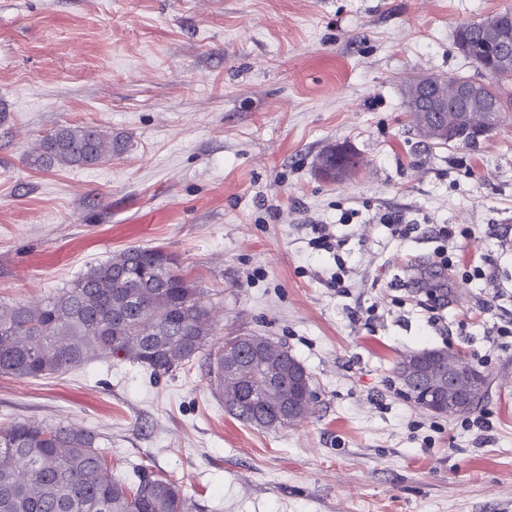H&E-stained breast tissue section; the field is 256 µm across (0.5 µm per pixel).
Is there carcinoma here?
<instances>
[{
    "instance_id": "1",
    "label": "carcinoma",
    "mask_w": 512,
    "mask_h": 512,
    "mask_svg": "<svg viewBox=\"0 0 512 512\" xmlns=\"http://www.w3.org/2000/svg\"><path fill=\"white\" fill-rule=\"evenodd\" d=\"M488 21L512 32V11L464 23L455 31V45L484 44ZM459 78L443 79L433 89L454 107ZM512 74L493 76L483 97L466 109L479 122L486 113L507 112L501 86ZM127 141L96 125H61L38 139L28 154L37 169L87 167L120 155ZM213 333L210 309L177 259L159 247L129 249L90 267L70 285L46 300L0 305V375L39 379L65 373L91 361H129L159 378L177 367L202 359L204 376L224 400V409L259 427L294 422L288 402L303 417L314 409L306 393L311 377L284 345L248 334L224 340L208 352ZM440 355L437 363L455 368L459 353L446 348L422 349ZM236 374L224 375V364ZM486 377L463 372L459 391L467 393ZM102 437L68 426L14 420L0 424V512H191L179 482L146 469L129 483L112 476Z\"/></svg>"
}]
</instances>
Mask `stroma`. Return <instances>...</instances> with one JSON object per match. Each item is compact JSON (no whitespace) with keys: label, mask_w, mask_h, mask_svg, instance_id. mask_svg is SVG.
I'll return each mask as SVG.
<instances>
[{"label":"stroma","mask_w":512,"mask_h":512,"mask_svg":"<svg viewBox=\"0 0 512 512\" xmlns=\"http://www.w3.org/2000/svg\"><path fill=\"white\" fill-rule=\"evenodd\" d=\"M512 0H0V302L35 304L131 247L175 256L215 332L267 336L306 368L315 412L240 422L201 360L153 379L94 361L0 376V423L100 433L115 477L177 480L196 512H512V112L474 146L409 123L414 75L482 78L456 28ZM65 124L126 152L42 171ZM363 158L320 179L330 144ZM400 213L416 230L390 234ZM327 225L340 245L312 243ZM452 225L437 271L433 225ZM482 267L485 279L472 278ZM343 273V287L332 278ZM427 347L488 380L485 436L393 373ZM343 144L346 143L333 144L330 147L326 148L318 156L316 161V170L321 178L336 183L342 182L344 180L343 178L345 177V171L339 169L338 167H336V170L331 169L328 164V160L330 158L327 159L330 154L339 155L350 153V148Z\"/></svg>","instance_id":"1"}]
</instances>
